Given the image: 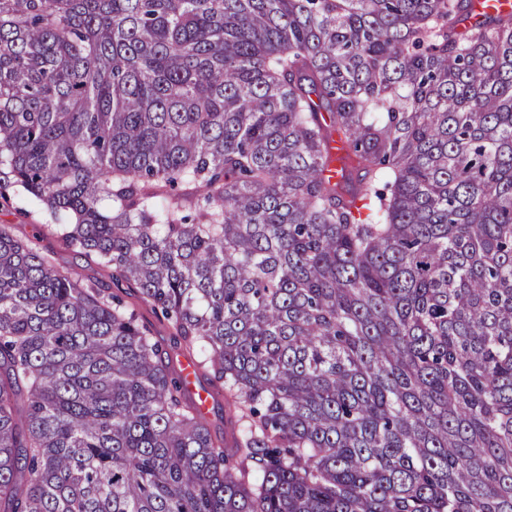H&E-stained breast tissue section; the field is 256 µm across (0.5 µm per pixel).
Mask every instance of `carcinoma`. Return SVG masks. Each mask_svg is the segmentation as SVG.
<instances>
[{"instance_id": "obj_1", "label": "carcinoma", "mask_w": 512, "mask_h": 512, "mask_svg": "<svg viewBox=\"0 0 512 512\" xmlns=\"http://www.w3.org/2000/svg\"><path fill=\"white\" fill-rule=\"evenodd\" d=\"M0 169L224 399L0 224V512H512L511 12L0 0ZM195 367L191 362H184L182 364L181 376L184 381L185 389L190 393V395L194 398L197 405L200 407L202 411H207L210 408L209 417L212 422L216 425H221L220 414L221 412L215 405V409L213 410L214 404L211 400L210 393L204 389L197 388V382L195 377ZM199 386V385H198ZM200 386L209 387L206 382H201ZM199 386V387H200ZM212 403V405H211ZM211 406V407H210ZM219 411V412H217Z\"/></svg>"}]
</instances>
